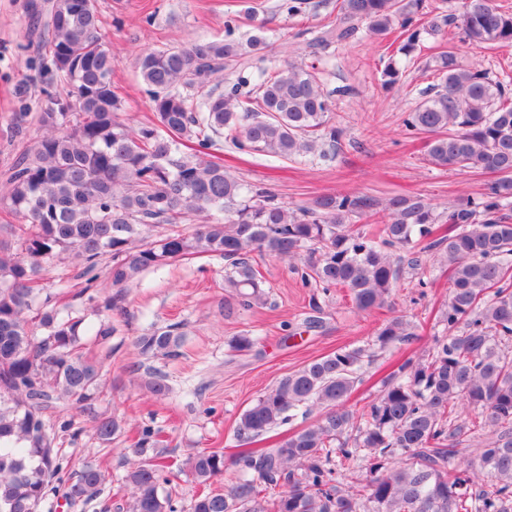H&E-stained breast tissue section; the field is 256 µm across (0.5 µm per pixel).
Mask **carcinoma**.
I'll list each match as a JSON object with an SVG mask.
<instances>
[{"label":"carcinoma","instance_id":"carcinoma-1","mask_svg":"<svg viewBox=\"0 0 512 512\" xmlns=\"http://www.w3.org/2000/svg\"><path fill=\"white\" fill-rule=\"evenodd\" d=\"M334 25L313 42L327 48L365 29L399 32L408 56L421 34H434L448 15L428 14L427 0H336ZM97 0H50L47 41L51 67L38 122L43 135L9 170L0 205L22 219L13 239H0V512H38L51 493L71 506L97 499L107 474L88 461L62 456L55 426L43 410L63 400L91 423L100 444L122 433L120 422L94 408L99 366L80 352L84 319L55 309L36 312L40 271L71 253L78 273L64 285L77 300L95 287L103 257L115 292L97 306L110 311L143 271L199 255L224 258L225 287L238 304L264 303L263 281L250 253L301 263L305 287L345 288L355 309L388 305L399 277L398 252L426 242L448 267L450 298L422 358L407 359L363 408L349 405L362 381L367 349H340L285 375L239 416V449L197 451L189 472L202 492L182 505L170 465L154 454L153 429H141L132 453L144 457L121 479L132 489L126 512H512V77L458 63L454 51L435 60L439 83L402 119V131L428 135L425 160L443 168L496 175L482 197L436 212L416 195L395 196L379 211L369 196L327 194L290 207L263 189H247L214 160L227 142L240 151L285 159L339 145L330 123L333 96L307 68L285 65L252 85L241 78L221 89L224 68L266 48L264 25L246 42L233 38L237 19L224 20V38L186 47L147 50L137 58L154 121L134 128L120 119L112 86V52L99 29ZM461 39L511 44L512 13L493 0H466ZM362 215L372 232L350 224ZM193 220L188 231L153 229ZM448 233L437 234V225ZM402 316L375 336L381 349L417 336ZM178 326L137 338L146 359L172 357ZM156 397L169 392L167 375L145 372ZM317 420L283 434L298 411ZM487 430L473 465L463 466L460 437ZM276 433L269 447L252 444ZM359 470L357 483L339 477ZM230 472L225 490L212 488Z\"/></svg>","mask_w":512,"mask_h":512}]
</instances>
